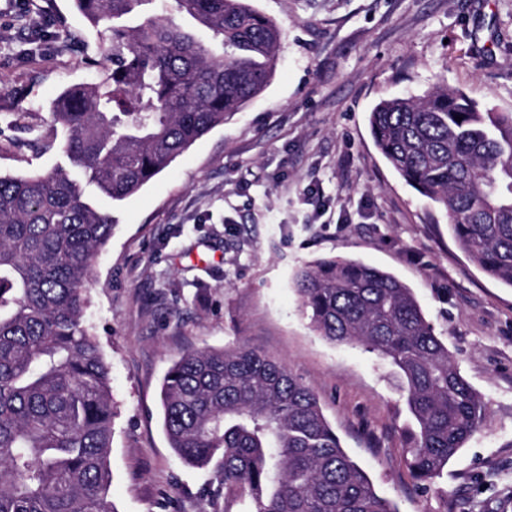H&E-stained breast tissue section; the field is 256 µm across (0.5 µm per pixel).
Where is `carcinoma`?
Here are the masks:
<instances>
[{
	"mask_svg": "<svg viewBox=\"0 0 512 512\" xmlns=\"http://www.w3.org/2000/svg\"><path fill=\"white\" fill-rule=\"evenodd\" d=\"M150 3L75 0L108 49L99 82L51 102L72 172L0 174V512H116L111 367L84 322L92 263L116 220L85 186L114 202L134 195L275 72L281 31L250 0H167L143 13ZM369 125L390 166L443 207L471 261L512 287V113L437 87L380 101ZM296 284L320 335L395 367L418 426L408 466L424 487L485 422L482 396L392 274L332 259L299 270ZM160 402L169 446L192 465L215 464L218 488L249 496L252 512H397L318 397L254 349L184 352Z\"/></svg>",
	"mask_w": 512,
	"mask_h": 512,
	"instance_id": "carcinoma-1",
	"label": "carcinoma"
}]
</instances>
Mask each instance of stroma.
I'll list each match as a JSON object with an SVG mask.
<instances>
[{
  "instance_id": "obj_1",
  "label": "stroma",
  "mask_w": 512,
  "mask_h": 512,
  "mask_svg": "<svg viewBox=\"0 0 512 512\" xmlns=\"http://www.w3.org/2000/svg\"><path fill=\"white\" fill-rule=\"evenodd\" d=\"M282 32L266 89L120 203L93 263L85 323L112 371L109 498L117 512H248L209 494L160 421L185 350L247 345L319 398L352 459L399 512H512V287L485 275L439 205L375 147L380 100L459 90L512 112V0H254ZM107 44L74 0H0V173L64 163L50 103L91 83ZM327 258L415 293L489 409L426 490L405 462L416 424L391 364L314 332L294 279Z\"/></svg>"
}]
</instances>
